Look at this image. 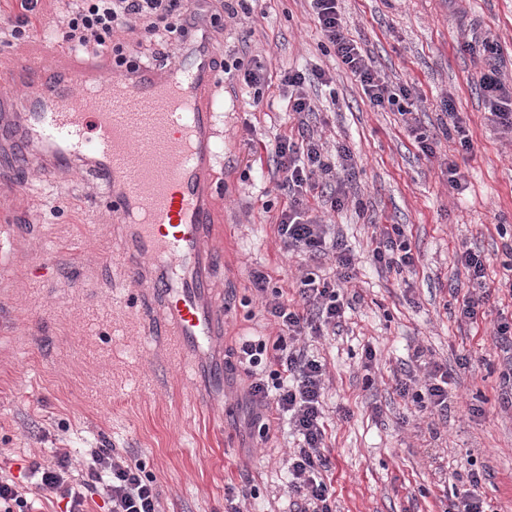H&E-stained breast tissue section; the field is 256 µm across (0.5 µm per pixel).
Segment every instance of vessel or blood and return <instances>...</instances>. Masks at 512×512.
<instances>
[{"mask_svg": "<svg viewBox=\"0 0 512 512\" xmlns=\"http://www.w3.org/2000/svg\"><path fill=\"white\" fill-rule=\"evenodd\" d=\"M219 53L206 30L192 33L177 61L118 77L49 60L18 68L14 81L32 109L18 117L31 152L26 168L81 167L105 185L123 251L128 308L165 336L178 363L216 336L211 299L216 236Z\"/></svg>", "mask_w": 512, "mask_h": 512, "instance_id": "vessel-or-blood-1", "label": "vessel or blood"}]
</instances>
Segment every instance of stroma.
<instances>
[{
	"instance_id": "35a3bbf8",
	"label": "stroma",
	"mask_w": 512,
	"mask_h": 512,
	"mask_svg": "<svg viewBox=\"0 0 512 512\" xmlns=\"http://www.w3.org/2000/svg\"><path fill=\"white\" fill-rule=\"evenodd\" d=\"M225 5L206 7L217 17L208 30L223 59L259 56L274 80L315 66L335 77L308 123L328 149L346 144L356 160L350 203L324 215L358 259L346 289L352 308L335 334L310 341L327 364L324 444L332 469L324 479L333 512H448L452 496L472 490L491 512H512V405L502 400L506 363L491 337L494 321L512 314V297L493 294L477 325L457 315L471 291L460 251L481 254L495 282L504 273L499 232L512 234V133L488 121L478 90L484 60L464 49L494 39L512 85V0H341L346 27L375 70L415 87L419 129L441 140L430 159L398 113L373 108L341 61L321 51L307 0H259L252 15L233 18ZM73 7V0H38L15 36L19 4L0 0V60L44 56V26L63 29ZM216 96L224 194L213 287L228 308L222 334L195 368L177 366L166 342L149 339L142 320L114 301L123 261L99 203L102 186L71 171L0 182L12 223L0 236L12 244L0 274V473L31 491L33 512H66L63 500L31 490L32 463H53L58 448L69 452L78 482L88 477L81 461L91 448H116L142 463L162 512H224L229 489L242 512L293 510L286 459L295 438L284 426L272 428L266 444L253 442L247 378L224 353L245 339L277 336L252 272L290 293L307 267L288 254L263 209L277 197L275 137L297 133L298 120L274 86L260 106L227 78ZM449 97L470 129L472 151H455L442 138ZM450 159L467 179L465 191L448 185ZM376 224L403 225L414 273L377 271L368 253ZM464 357L470 367H461ZM430 360L451 374L444 416L411 412L394 390L397 376H424ZM475 407L482 415H472ZM473 470L483 475L475 488Z\"/></svg>"
}]
</instances>
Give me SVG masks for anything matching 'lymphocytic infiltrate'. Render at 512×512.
Instances as JSON below:
<instances>
[{
    "instance_id": "1",
    "label": "lymphocytic infiltrate",
    "mask_w": 512,
    "mask_h": 512,
    "mask_svg": "<svg viewBox=\"0 0 512 512\" xmlns=\"http://www.w3.org/2000/svg\"><path fill=\"white\" fill-rule=\"evenodd\" d=\"M76 9L62 35L71 48L96 49L105 45L114 26L133 19H147L146 31L158 47L182 41L196 15L189 0H76ZM313 20L325 51L334 53L347 71L359 82L373 107L394 109L403 124H410L411 111L406 102L412 91L405 85L392 86L381 79L368 55L363 54L344 24L339 0H309ZM469 52L486 59L479 89L487 104L491 123L512 131V87L507 86L497 64L498 46L490 40L467 43ZM332 77L322 68L308 71L288 70L281 74L280 85L288 94L290 111L300 116L312 114L314 104L307 88L328 86ZM342 165H335L334 156ZM276 188L286 199L275 217L277 234L288 252L311 260L332 255L334 276L315 271L302 273L296 302H289L282 289L269 285L267 275L253 273L252 278L262 306L278 329L274 342L243 341L237 361L251 379L249 402L254 411L252 424L259 440H266L273 421L287 420L298 440L288 453V495L296 512H331V487L323 477L331 461L323 452L327 432L322 395L326 364L302 344L305 336H322L341 327L347 299L343 286L352 280L355 258L337 238L332 225L313 215V204L336 212L348 199L346 178L353 175L352 155L347 147L329 151L310 130L298 136L278 135L272 151ZM344 177H337V170ZM371 260L382 269L400 272L413 268L416 259L405 231L398 224L375 225L371 237ZM472 285V293L458 308L464 321L477 323L492 292L487 283L484 258L471 250L459 254ZM449 374L441 365H433L424 386L413 379H397L395 390L417 412H446ZM85 466L88 482L74 483L67 453L56 452L53 465H34L39 473V489L65 499L68 512H87L90 497L103 495L109 512H161L160 494L153 477L146 475L141 463L132 461L114 448H92Z\"/></svg>"
}]
</instances>
